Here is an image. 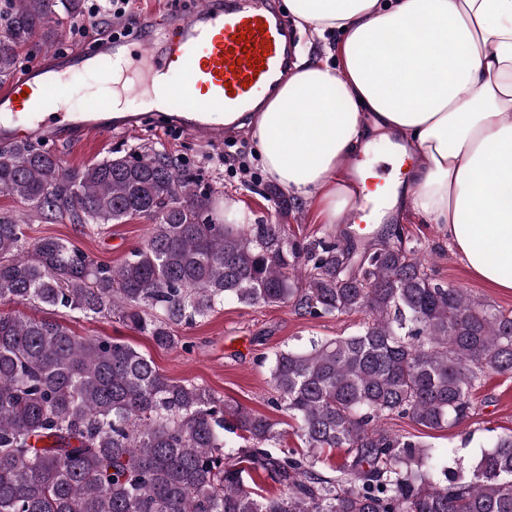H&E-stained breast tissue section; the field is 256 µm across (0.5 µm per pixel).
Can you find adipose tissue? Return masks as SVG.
Returning a JSON list of instances; mask_svg holds the SVG:
<instances>
[{"label":"adipose tissue","instance_id":"obj_1","mask_svg":"<svg viewBox=\"0 0 512 512\" xmlns=\"http://www.w3.org/2000/svg\"><path fill=\"white\" fill-rule=\"evenodd\" d=\"M322 45L247 127L283 191L345 224L359 194L445 225L469 272L512 290V0H288ZM340 32L336 43L327 34ZM394 137L402 185L349 169Z\"/></svg>","mask_w":512,"mask_h":512}]
</instances>
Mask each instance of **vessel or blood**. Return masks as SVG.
<instances>
[{
    "label": "vessel or blood",
    "instance_id": "1",
    "mask_svg": "<svg viewBox=\"0 0 512 512\" xmlns=\"http://www.w3.org/2000/svg\"><path fill=\"white\" fill-rule=\"evenodd\" d=\"M246 53L251 63H242ZM134 62L144 63L149 82L123 84L124 98L151 94L168 110L172 124L217 142L224 135L225 114L253 111L257 96L287 77L292 66L289 30L269 0H235L227 8L217 0H202L174 24L162 53L140 39L122 55L102 42L50 58L45 66L0 85V142L37 134L71 140L111 134L112 98L94 99L78 112H49L45 104L75 94L68 71H96L110 86Z\"/></svg>",
    "mask_w": 512,
    "mask_h": 512
}]
</instances>
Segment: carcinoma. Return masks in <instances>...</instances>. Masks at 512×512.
<instances>
[{
	"instance_id": "carcinoma-1",
	"label": "carcinoma",
	"mask_w": 512,
	"mask_h": 512,
	"mask_svg": "<svg viewBox=\"0 0 512 512\" xmlns=\"http://www.w3.org/2000/svg\"><path fill=\"white\" fill-rule=\"evenodd\" d=\"M83 14L84 0H0V79ZM0 193L90 233L152 221L112 267L0 212V303L113 316L161 349L226 301L365 315L348 336L265 358L301 441L277 451L278 423L170 380L127 343L0 314V512H512V433L489 434L465 474L387 425L453 428L485 371L512 373V311L436 282L398 227L343 224L304 244L276 221L226 224L213 191L147 146L79 167L38 142L0 146ZM253 473L279 493L256 492Z\"/></svg>"
}]
</instances>
